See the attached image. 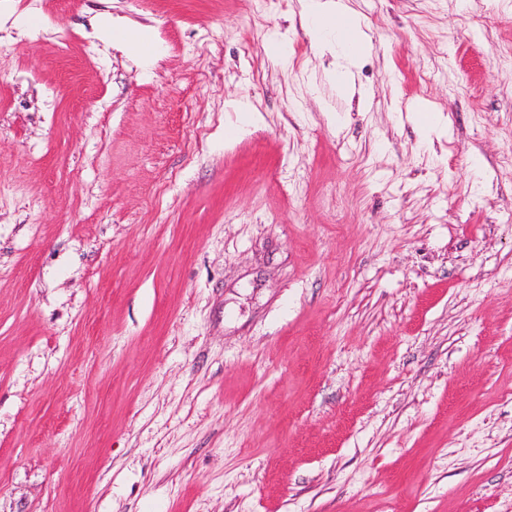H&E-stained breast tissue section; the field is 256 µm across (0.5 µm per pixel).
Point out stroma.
<instances>
[{"label": "stroma", "mask_w": 512, "mask_h": 512, "mask_svg": "<svg viewBox=\"0 0 512 512\" xmlns=\"http://www.w3.org/2000/svg\"><path fill=\"white\" fill-rule=\"evenodd\" d=\"M344 2L0 0V512H512V0ZM308 31L325 48L346 61L332 76L350 75L349 66L357 62L367 43L352 14L341 0H306ZM339 53H338V51ZM112 39L120 41L138 57H149L155 52V47L144 32L127 30L112 25Z\"/></svg>", "instance_id": "obj_1"}]
</instances>
